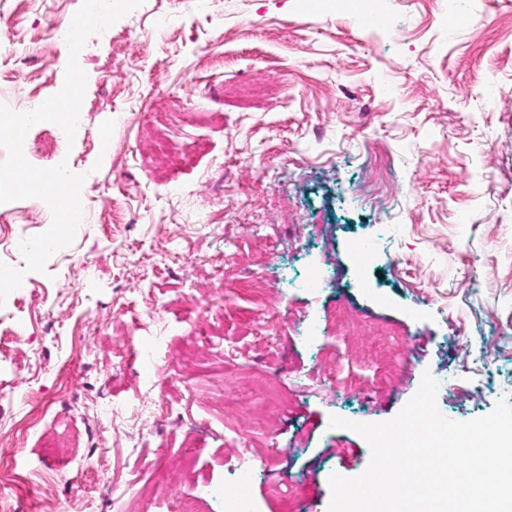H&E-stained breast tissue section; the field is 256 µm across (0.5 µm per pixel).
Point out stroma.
I'll return each mask as SVG.
<instances>
[{"instance_id":"35a3bbf8","label":"stroma","mask_w":512,"mask_h":512,"mask_svg":"<svg viewBox=\"0 0 512 512\" xmlns=\"http://www.w3.org/2000/svg\"><path fill=\"white\" fill-rule=\"evenodd\" d=\"M79 7L0 0V103ZM78 62L86 137L49 152L40 122L23 151L84 175V220L0 305L25 327L0 354L14 512H115L118 486L130 512H224L208 489L245 467L255 512H327L370 459L331 416L388 421L427 373L453 421L512 401V0H145ZM161 401L149 433L124 417Z\"/></svg>"}]
</instances>
